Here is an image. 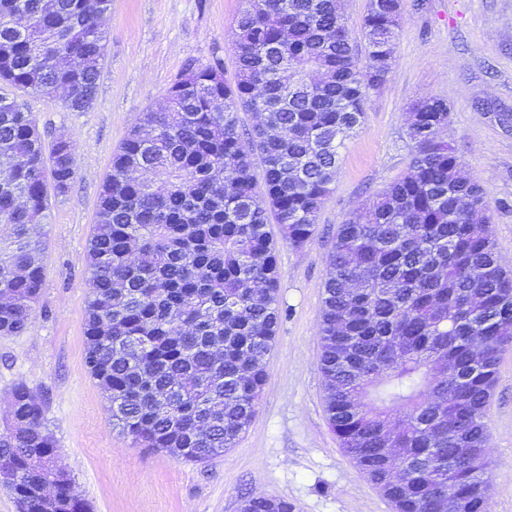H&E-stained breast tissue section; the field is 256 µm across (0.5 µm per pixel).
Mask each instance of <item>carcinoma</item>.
<instances>
[{
    "mask_svg": "<svg viewBox=\"0 0 512 512\" xmlns=\"http://www.w3.org/2000/svg\"><path fill=\"white\" fill-rule=\"evenodd\" d=\"M110 0H0V336L25 331L40 297L47 220L45 139L8 92L96 97ZM403 0H368L360 66L341 0H246L235 29L237 75L188 65L112 157L85 255V363L113 424L145 448L186 461L219 456L249 425L262 359L282 317L275 219L293 247L316 232L340 150L395 57ZM261 121L240 127L238 112ZM448 102L411 107L409 173L339 225L328 254L320 370L328 423L394 512H491L486 408L512 343V273L501 264L481 186L440 137ZM264 167L255 192L253 155ZM52 187L66 193L74 148L52 140ZM26 433L0 430L12 494L41 512L49 474L32 452L56 448L46 404L10 394ZM248 512H293L249 498Z\"/></svg>",
    "mask_w": 512,
    "mask_h": 512,
    "instance_id": "cac0c4a2",
    "label": "carcinoma"
}]
</instances>
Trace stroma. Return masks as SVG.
I'll return each mask as SVG.
<instances>
[{
  "label": "stroma",
  "instance_id": "1",
  "mask_svg": "<svg viewBox=\"0 0 512 512\" xmlns=\"http://www.w3.org/2000/svg\"><path fill=\"white\" fill-rule=\"evenodd\" d=\"M244 0H112L96 97L83 112L60 98L24 96L45 140L66 135L75 176L50 196L42 262L45 285L26 331L0 336V421L25 383L47 404L46 427L90 512H239L255 495L294 512H393L343 451L324 411L319 368L327 256L339 224L403 177L414 153L406 135L413 103L447 100L441 136L481 185L501 261L512 269V0H404L396 60L370 91L365 119L346 141L315 237L299 248L276 238L283 311L249 427L203 463L149 451L112 425L109 404L85 366V247L112 156L147 109L191 63L221 61L234 82V32ZM491 512H512V344L502 351L486 411Z\"/></svg>",
  "mask_w": 512,
  "mask_h": 512
}]
</instances>
